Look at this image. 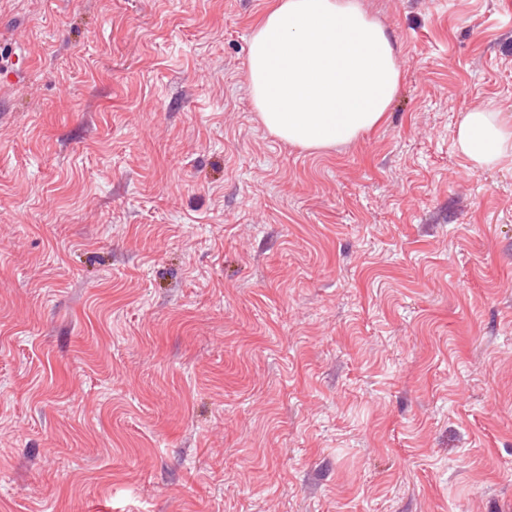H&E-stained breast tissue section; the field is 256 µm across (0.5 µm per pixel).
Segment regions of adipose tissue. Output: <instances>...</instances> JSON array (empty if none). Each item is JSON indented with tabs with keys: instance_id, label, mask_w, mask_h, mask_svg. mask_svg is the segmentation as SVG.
Here are the masks:
<instances>
[{
	"instance_id": "obj_1",
	"label": "adipose tissue",
	"mask_w": 512,
	"mask_h": 512,
	"mask_svg": "<svg viewBox=\"0 0 512 512\" xmlns=\"http://www.w3.org/2000/svg\"><path fill=\"white\" fill-rule=\"evenodd\" d=\"M247 75L265 128L304 149L376 128L398 93L396 45L361 0H274L250 38ZM455 146L476 166L512 153V119L466 112Z\"/></svg>"
}]
</instances>
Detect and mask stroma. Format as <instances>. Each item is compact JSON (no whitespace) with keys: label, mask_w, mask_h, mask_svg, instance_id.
I'll return each instance as SVG.
<instances>
[{"label":"stroma","mask_w":512,"mask_h":512,"mask_svg":"<svg viewBox=\"0 0 512 512\" xmlns=\"http://www.w3.org/2000/svg\"><path fill=\"white\" fill-rule=\"evenodd\" d=\"M273 0H0V512H512V0H363L379 127L269 134ZM455 146L478 167H491L512 152V119L474 109L458 124Z\"/></svg>","instance_id":"stroma-1"}]
</instances>
